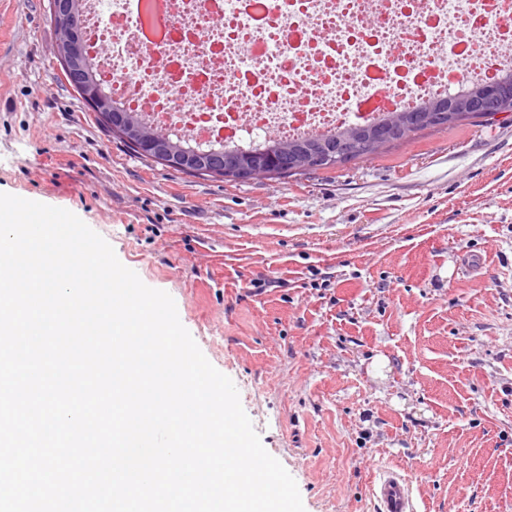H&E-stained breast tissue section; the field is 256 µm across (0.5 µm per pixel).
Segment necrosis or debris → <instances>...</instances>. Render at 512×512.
Here are the masks:
<instances>
[{
	"mask_svg": "<svg viewBox=\"0 0 512 512\" xmlns=\"http://www.w3.org/2000/svg\"><path fill=\"white\" fill-rule=\"evenodd\" d=\"M98 78L207 147L319 135L499 77L512 0H82Z\"/></svg>",
	"mask_w": 512,
	"mask_h": 512,
	"instance_id": "necrosis-or-debris-1",
	"label": "necrosis or debris"
}]
</instances>
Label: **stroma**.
<instances>
[{
  "mask_svg": "<svg viewBox=\"0 0 512 512\" xmlns=\"http://www.w3.org/2000/svg\"><path fill=\"white\" fill-rule=\"evenodd\" d=\"M49 0H0V193L67 209L169 293L305 512H512V112L286 180L133 153L64 80ZM264 290H257V283ZM370 492L378 503V512H418L411 481L405 469L382 467Z\"/></svg>",
  "mask_w": 512,
  "mask_h": 512,
  "instance_id": "obj_1",
  "label": "stroma"
}]
</instances>
